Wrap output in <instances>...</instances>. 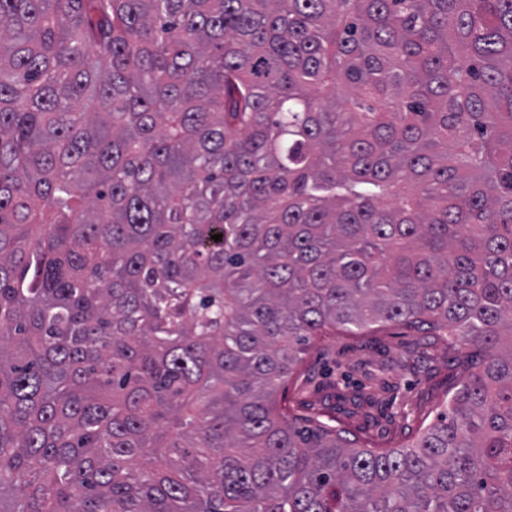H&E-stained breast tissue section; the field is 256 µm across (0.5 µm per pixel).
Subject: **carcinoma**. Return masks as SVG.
Wrapping results in <instances>:
<instances>
[{"label":"carcinoma","instance_id":"carcinoma-1","mask_svg":"<svg viewBox=\"0 0 512 512\" xmlns=\"http://www.w3.org/2000/svg\"><path fill=\"white\" fill-rule=\"evenodd\" d=\"M388 322L411 441L278 405ZM0 512H512V0H0Z\"/></svg>","mask_w":512,"mask_h":512}]
</instances>
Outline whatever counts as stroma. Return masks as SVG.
Listing matches in <instances>:
<instances>
[{
    "mask_svg": "<svg viewBox=\"0 0 512 512\" xmlns=\"http://www.w3.org/2000/svg\"><path fill=\"white\" fill-rule=\"evenodd\" d=\"M448 356L447 337L398 324L358 336H325L314 341L301 372L288 378L278 396L296 409L336 416L386 446L434 421L448 387L462 381Z\"/></svg>",
    "mask_w": 512,
    "mask_h": 512,
    "instance_id": "stroma-1",
    "label": "stroma"
}]
</instances>
